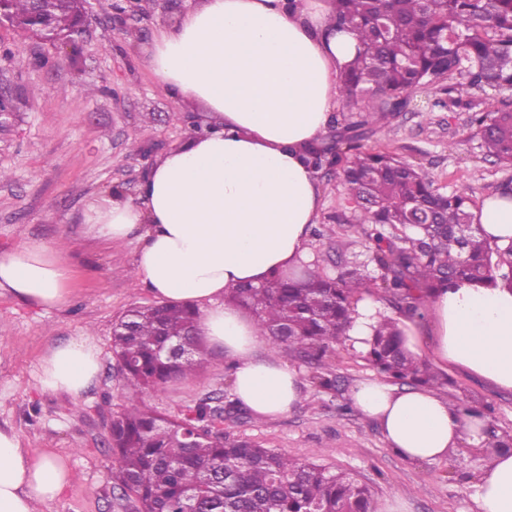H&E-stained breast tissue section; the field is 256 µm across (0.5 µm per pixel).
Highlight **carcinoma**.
<instances>
[{
	"instance_id": "obj_1",
	"label": "carcinoma",
	"mask_w": 512,
	"mask_h": 512,
	"mask_svg": "<svg viewBox=\"0 0 512 512\" xmlns=\"http://www.w3.org/2000/svg\"><path fill=\"white\" fill-rule=\"evenodd\" d=\"M33 0H6L16 19ZM85 0H58L53 29L69 31ZM330 25L358 41L340 75L347 104L365 113H336L328 134L305 150L315 175L336 173L343 208L336 224H363L368 263L332 275L317 264L277 273L261 286L242 285L232 302L252 313L272 344L318 365L347 335L359 302L376 286L379 300L406 319L422 317V301L456 282L512 287V242L492 244L474 223L472 194H447L421 168L387 151L365 148L370 115L388 120L408 96L430 89L448 106L470 112L469 125L496 161L512 165V107L481 110L477 93L512 89V0H333ZM372 264L378 276L363 273ZM199 311L190 304L135 305L117 321L112 352L133 400L110 423L113 486L135 496L136 512H372L369 488L351 474L231 437L206 423V403L168 418L136 401L200 367ZM186 339L191 357L173 360L167 346ZM380 373L413 386L448 383L407 354L396 320L382 317L366 351Z\"/></svg>"
}]
</instances>
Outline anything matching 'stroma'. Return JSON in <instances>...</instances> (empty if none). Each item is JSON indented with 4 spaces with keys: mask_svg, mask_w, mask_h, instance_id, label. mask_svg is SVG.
<instances>
[{
    "mask_svg": "<svg viewBox=\"0 0 512 512\" xmlns=\"http://www.w3.org/2000/svg\"><path fill=\"white\" fill-rule=\"evenodd\" d=\"M113 0H95L76 57L35 36L0 27V86L11 90L19 110L0 132V251L25 242L62 250L72 272L66 303L48 311L0 295V426H11L23 447L67 457L73 480L39 512H134V502L107 477L112 465L109 424L127 402L112 355V327L135 305L155 303L138 281L137 237L116 245L87 231L90 207L111 196H137L150 166L181 143L195 104L176 102L142 62L159 32L190 9L182 0L168 10L164 0H140L125 25H112ZM469 114L436 103L429 91L411 93L391 123L366 140L375 150L398 153L420 167L444 192L468 190L476 201L512 192V166L488 157L468 126ZM321 207L308 237L314 262L333 273L364 261L359 225L328 223L343 199L336 176L321 178ZM91 335L99 349L97 378L79 400L42 389L39 368L54 346ZM223 350L206 346L202 366L165 391L145 392L148 407L176 417L201 402L225 406L234 399L233 370ZM302 399L287 415L225 421L231 436L353 474L372 493L374 512H385L394 494L404 512H478L471 486L487 452L461 445L450 456L411 463L389 450L377 423L360 410L345 412L351 393L377 376L362 353L334 344L323 368L291 359ZM441 395L490 407L487 433L512 436V391L494 388L465 371L445 369ZM334 380L331 389L319 378Z\"/></svg>",
    "mask_w": 512,
    "mask_h": 512,
    "instance_id": "stroma-1",
    "label": "stroma"
}]
</instances>
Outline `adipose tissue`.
<instances>
[{
  "instance_id": "obj_1",
  "label": "adipose tissue",
  "mask_w": 512,
  "mask_h": 512,
  "mask_svg": "<svg viewBox=\"0 0 512 512\" xmlns=\"http://www.w3.org/2000/svg\"><path fill=\"white\" fill-rule=\"evenodd\" d=\"M329 0H199L162 31L146 68L179 102L201 105L213 132L190 135L146 173L136 199L114 196L85 223L110 243L137 236L136 272L170 302L200 305L202 336L234 359V392L263 418L288 414L301 382L288 363L257 355L260 331L246 310L225 304L233 288L267 282L308 262L321 204L303 149L327 131L340 102L338 77L357 53L348 32L329 30ZM489 241L512 242V194L487 198L477 214ZM69 270L53 246L0 251V293L49 310L66 303ZM428 303L432 341L399 323L405 349L437 368L454 365L512 390V289L459 282ZM99 370L91 336L53 347L42 387L80 399ZM355 406L377 421L388 447L410 462L444 458L459 444L483 448L484 420L435 390L360 384ZM64 458L33 453L0 427V512H35L70 484ZM472 489L480 512H512V452L491 454Z\"/></svg>"
}]
</instances>
